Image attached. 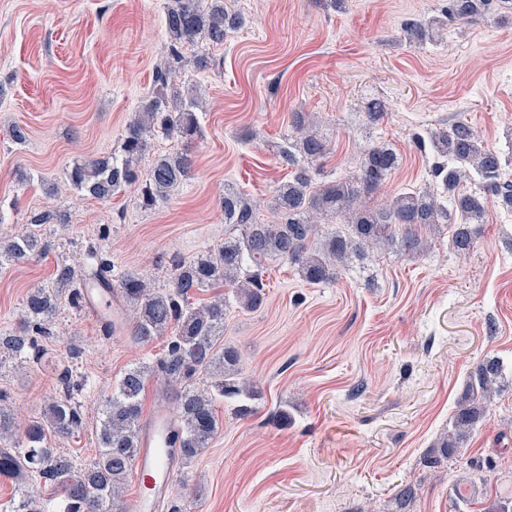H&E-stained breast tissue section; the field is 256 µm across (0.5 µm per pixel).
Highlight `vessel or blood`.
Instances as JSON below:
<instances>
[{
	"mask_svg": "<svg viewBox=\"0 0 512 512\" xmlns=\"http://www.w3.org/2000/svg\"><path fill=\"white\" fill-rule=\"evenodd\" d=\"M82 304L97 321L114 319L118 308L115 294L84 286ZM173 419L165 407L156 408L144 423L141 450L136 461L140 481L137 512H162L179 468L178 450L171 441Z\"/></svg>",
	"mask_w": 512,
	"mask_h": 512,
	"instance_id": "vessel-or-blood-1",
	"label": "vessel or blood"
}]
</instances>
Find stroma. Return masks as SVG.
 Returning a JSON list of instances; mask_svg holds the SVG:
<instances>
[{
	"label": "stroma",
	"mask_w": 512,
	"mask_h": 512,
	"mask_svg": "<svg viewBox=\"0 0 512 512\" xmlns=\"http://www.w3.org/2000/svg\"><path fill=\"white\" fill-rule=\"evenodd\" d=\"M243 26L223 46L186 47L211 65L185 67L176 85L200 92L201 129L191 179L152 209L135 189L100 201L73 192L67 168L108 155L133 112L156 88L167 56V0H0V238L25 232L57 207L63 224L42 228L45 253L0 272V334L19 331L22 301L53 282L58 266L94 249L112 263L170 285L169 259L223 242L225 188L269 221L277 184L291 168L276 148L291 116L312 113L331 139L323 178L354 173L361 146L392 143L402 161L366 204L403 188L434 187V157L416 138L462 120L487 143H512V18L450 21L448 0H227ZM411 18L443 20L440 37L410 41ZM380 100L383 120L362 115ZM28 131L13 143L8 129ZM266 301L229 303L224 344L257 396L252 414L217 403L220 429L181 467L168 504L189 512H483L512 495V212L489 198L478 244L457 258L441 237L424 254L373 250L336 280L309 285L288 262H268ZM46 362L0 360V391L24 420L40 417L61 386L51 364L69 347L72 396L83 428L55 440L77 465L98 452L101 407L133 365H155L165 341L148 345L105 335L84 311L63 305ZM503 365L500 388L464 448L435 468L424 459L448 430L469 371ZM287 409V423L276 413ZM473 482L469 505L456 484ZM413 486L401 506L397 494Z\"/></svg>",
	"instance_id": "35a3bbf8"
}]
</instances>
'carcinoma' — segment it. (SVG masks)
<instances>
[{"label": "carcinoma", "mask_w": 512, "mask_h": 512, "mask_svg": "<svg viewBox=\"0 0 512 512\" xmlns=\"http://www.w3.org/2000/svg\"><path fill=\"white\" fill-rule=\"evenodd\" d=\"M491 4L492 0H448V17L484 18ZM243 24V17L224 0H175L164 16L168 56L156 72L155 95L145 99L130 118L117 151L73 164L67 172L71 188L106 201L136 185L141 204L152 208L188 181L194 167L190 144L199 134L198 102L181 96L170 83L185 66L199 71L210 66L208 56L188 59L183 48L198 39L222 46L228 34ZM433 25L432 19H413L405 28L421 40L433 31ZM292 128L295 139L279 151V161L294 173L274 189L273 223L257 222L246 199L233 189L226 190L219 204L224 224L232 232L224 236L223 244L195 258H172L170 287L165 290H152L144 274L137 271H126L119 279L121 297L134 311L126 327L129 338L137 344L167 338L157 371L167 385L177 387L173 437L183 465L208 447L218 432L217 401L255 396V391L235 378L236 352L219 344L227 316L225 296L218 294L195 306L190 299L197 291L221 284L233 289L240 308L255 310L266 297L262 272L269 260H286L304 282L320 285L336 279L340 267L373 248L397 249L413 258L424 251L428 236L445 228L451 230L454 253L465 257L481 234L486 196L498 198L512 210V180L504 176V152L462 120L428 135L432 152L444 159L432 169L439 190L407 188L381 208L367 206L365 199L397 169L399 156L394 148L382 142L367 146L355 174L318 184L309 165L328 153L329 143L303 112L294 113ZM155 129L166 133L174 145L143 171L140 161ZM474 174L479 177L474 189L457 192ZM333 218L340 220L339 227L319 233V223ZM51 222L66 223V214L46 210L31 220L32 229L26 234L0 238V270L7 263L20 264L41 254L40 227ZM72 283V267L62 266L52 286L29 291L23 304L25 328L0 337V349L26 363L39 358L34 335H54L52 325L62 303L80 306ZM54 369L63 394L48 404L41 417L23 427L4 406L7 394L0 391V441H11L0 448V474L18 486L33 478L60 485L65 512H123L120 499L139 450L142 393L151 367H130L115 381L102 409L98 457L83 468L71 456L51 448L48 441L52 436L68 437L83 425L81 406L71 395L66 361H59ZM501 374L502 365L496 359H485L470 370L451 429L437 442L443 452L461 447L483 422Z\"/></svg>", "instance_id": "obj_1"}]
</instances>
